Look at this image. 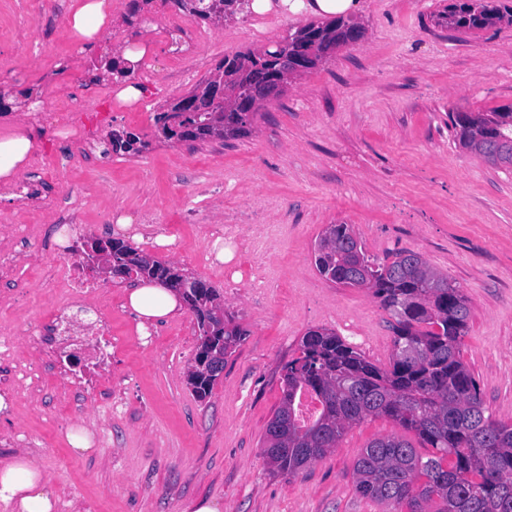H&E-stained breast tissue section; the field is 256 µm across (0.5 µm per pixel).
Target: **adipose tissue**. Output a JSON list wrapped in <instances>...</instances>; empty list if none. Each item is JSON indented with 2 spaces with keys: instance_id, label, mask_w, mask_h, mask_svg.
I'll list each match as a JSON object with an SVG mask.
<instances>
[{
  "instance_id": "1",
  "label": "adipose tissue",
  "mask_w": 512,
  "mask_h": 512,
  "mask_svg": "<svg viewBox=\"0 0 512 512\" xmlns=\"http://www.w3.org/2000/svg\"><path fill=\"white\" fill-rule=\"evenodd\" d=\"M68 22L77 39L90 44L102 38L112 23V0H71ZM38 127L23 126L0 137V182L13 184L25 171L28 157L38 149ZM128 304L141 322L178 313L180 299L157 281L132 287ZM57 496L48 477L29 457L19 455L0 464V501L13 512H53Z\"/></svg>"
}]
</instances>
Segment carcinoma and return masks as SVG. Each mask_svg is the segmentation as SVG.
I'll return each instance as SVG.
<instances>
[{
  "mask_svg": "<svg viewBox=\"0 0 512 512\" xmlns=\"http://www.w3.org/2000/svg\"><path fill=\"white\" fill-rule=\"evenodd\" d=\"M201 19L232 15L250 7L251 0H194ZM504 19L494 0H456L437 15L450 29L483 30ZM359 23L336 19L308 23L260 56L254 52L224 58L220 68L230 74L236 63L272 65L286 49L303 57L314 49L327 62L335 49L353 41ZM462 147L471 149L496 168L512 173V110L457 112L450 115ZM206 116L187 113L182 124L194 129L176 133L163 125L168 140H204ZM233 126L229 137L247 132L238 112L224 113ZM314 264L329 283L371 290L393 319V354L381 367L326 328L308 330L300 355L283 367L279 406L264 434V455L273 471L294 476L336 447L342 435L371 416L384 415L405 432H413L432 448L420 454L402 435L370 441L354 464L357 491L393 507V512H426L439 500L437 512H512V423L488 412L478 383L463 362L461 344L470 309L466 297L448 277L431 271L422 256L403 251L390 263L367 256L347 224H329L314 250ZM216 289L205 288L184 297L199 331L196 356L224 339L230 357L246 331L224 317L217 328L212 307ZM310 395L318 404L304 418L299 400Z\"/></svg>",
  "mask_w": 512,
  "mask_h": 512,
  "instance_id": "1",
  "label": "carcinoma"
}]
</instances>
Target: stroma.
<instances>
[{
	"label": "stroma",
	"mask_w": 512,
	"mask_h": 512,
	"mask_svg": "<svg viewBox=\"0 0 512 512\" xmlns=\"http://www.w3.org/2000/svg\"><path fill=\"white\" fill-rule=\"evenodd\" d=\"M69 2L43 0L27 21L19 0H0V90H27L34 78L49 88L105 71L126 33L122 15L87 51L67 24ZM451 2L362 0L364 41L292 79L262 105L246 136L188 145L125 123L118 130L151 141V152L63 165L53 181L55 212L20 201L0 207V226H29L39 242L53 237L59 218L82 225L84 236L106 237L105 215L132 216L137 248L166 229L181 248L156 258L219 291L224 265L212 243L224 234L225 212L251 211L276 227L265 252L237 257L240 291L225 297L224 308L247 336L202 401L187 383L198 345L192 314L151 324L150 341L138 342V321L114 280L101 281L97 298L125 337L108 372L112 399L74 400L65 356L37 348L27 334L58 304L45 279L74 257H19L22 296L0 286V341L12 346L0 358V395L10 403L0 411V462L19 452L34 460L57 493L56 512H190L199 499L216 500L222 512H390L362 497L353 475L370 440L397 433L388 417L349 429L293 477L273 472L263 454L282 369L308 329L335 331L381 366L392 354L390 316L371 293L328 283L315 268L314 246L329 224L350 225L381 262L417 252L461 289L470 308L462 359L489 412L512 422V175L463 148L448 118L512 108V24L436 26L434 15ZM308 22L282 16L260 41L233 35V21L214 24L212 52L185 66L209 77L224 57L284 40ZM39 35L49 51L35 59L25 45ZM202 184L209 194H198ZM258 269L270 280L260 297L249 287ZM35 360L44 363L43 383L14 376L15 366ZM113 401L118 410H110ZM75 427L92 433V452L69 444Z\"/></svg>",
	"instance_id": "stroma-1"
}]
</instances>
